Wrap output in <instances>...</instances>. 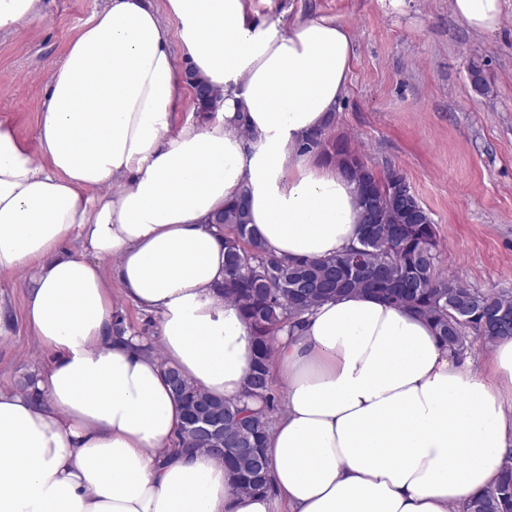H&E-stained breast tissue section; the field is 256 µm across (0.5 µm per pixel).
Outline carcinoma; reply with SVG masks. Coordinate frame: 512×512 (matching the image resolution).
<instances>
[{
    "instance_id": "carcinoma-1",
    "label": "carcinoma",
    "mask_w": 512,
    "mask_h": 512,
    "mask_svg": "<svg viewBox=\"0 0 512 512\" xmlns=\"http://www.w3.org/2000/svg\"><path fill=\"white\" fill-rule=\"evenodd\" d=\"M469 76L476 92L489 93L481 64L472 62ZM187 79L197 89L196 114L213 117L220 108V93L203 84L191 70ZM304 149L317 152L356 182L362 226H376L375 233L360 236L359 246L332 257L285 261L270 253L254 235L241 202L225 205L214 217L215 223L231 228L224 239L222 291L224 299L237 305L253 337L254 361L261 366L251 368L247 392L261 400L263 407L250 412L210 397L177 372L166 373L177 383L175 397L183 410L178 443L188 450L201 448L224 458L225 467L243 492H265L271 487L267 460L244 469L236 452L254 445L264 453L263 438L276 401L270 367L277 334L311 307L349 291L369 293L429 320L439 341L460 356L467 349L471 330L488 343L512 337V327L489 319L505 307L512 310V292H483L440 272L436 226L414 194L405 197L398 189L406 184L402 174L392 170L377 176L348 141L332 138L324 129L312 134ZM210 409L224 413V433L218 439L201 435L188 425L195 413ZM467 512H512L511 455L501 463L499 483L471 499Z\"/></svg>"
}]
</instances>
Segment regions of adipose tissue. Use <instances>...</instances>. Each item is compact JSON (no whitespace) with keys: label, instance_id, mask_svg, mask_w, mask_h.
<instances>
[{"label":"adipose tissue","instance_id":"1","mask_svg":"<svg viewBox=\"0 0 512 512\" xmlns=\"http://www.w3.org/2000/svg\"><path fill=\"white\" fill-rule=\"evenodd\" d=\"M451 9L475 33L501 23V0ZM354 58L334 18L283 31L250 0H106L49 71L36 151L0 120V270L29 271L24 321L50 355L34 387L0 388V512H463L496 483L512 338L476 365L362 292L278 336L271 491L242 493L222 460L177 444L164 366L237 402L255 355L221 296L213 215L246 196L250 227L285 259L358 242L355 182L303 148ZM180 60L221 92L213 120L175 124ZM118 297L157 316L154 351L117 339Z\"/></svg>","mask_w":512,"mask_h":512}]
</instances>
